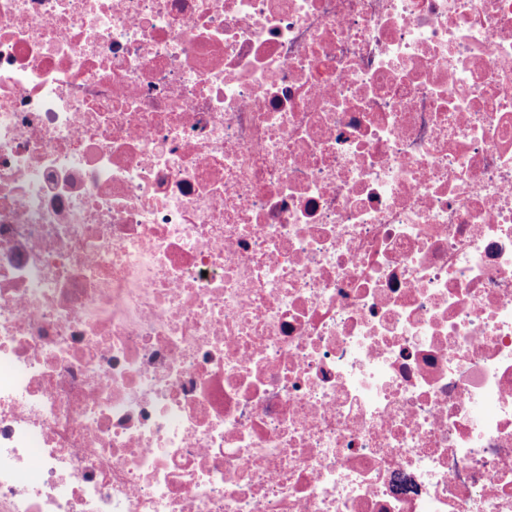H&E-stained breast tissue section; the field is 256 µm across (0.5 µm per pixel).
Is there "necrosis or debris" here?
<instances>
[{"instance_id":"1","label":"necrosis or debris","mask_w":512,"mask_h":512,"mask_svg":"<svg viewBox=\"0 0 512 512\" xmlns=\"http://www.w3.org/2000/svg\"><path fill=\"white\" fill-rule=\"evenodd\" d=\"M0 512H512V0H0Z\"/></svg>"}]
</instances>
